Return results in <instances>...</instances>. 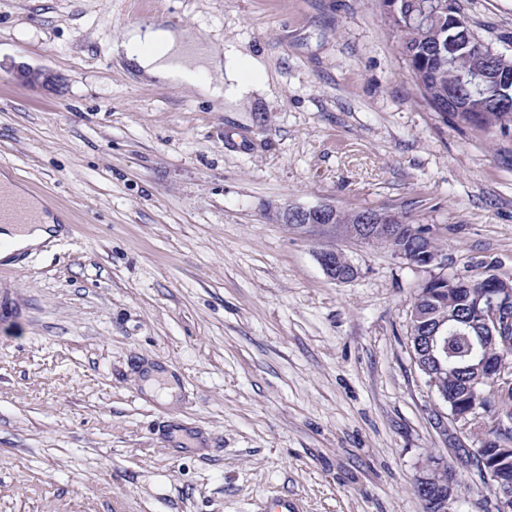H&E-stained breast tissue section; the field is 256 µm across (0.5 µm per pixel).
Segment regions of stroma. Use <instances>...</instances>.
I'll list each match as a JSON object with an SVG mask.
<instances>
[{"mask_svg":"<svg viewBox=\"0 0 512 512\" xmlns=\"http://www.w3.org/2000/svg\"><path fill=\"white\" fill-rule=\"evenodd\" d=\"M459 4L512 57V0ZM146 18L256 60L260 88L215 100L113 58ZM4 171L60 232L0 260V512H422L446 442L409 312L439 273L512 280V135L418 98L379 0H0ZM287 203L410 212L438 259ZM330 248L356 279L327 277ZM163 368L166 398L144 387ZM458 477L454 512H488ZM378 242L387 245L391 251L394 247V256L418 266H429L434 264L437 260L438 254L435 248L415 251L405 243L395 245L394 242L389 240H378ZM395 245V246H394ZM444 472L445 477L440 481L441 485L437 487L438 492L443 493L445 496H456L460 481L456 471L451 466H448V458L445 456L429 454L420 469L416 481L423 490L428 491L432 487V483L437 482V478Z\"/></svg>","mask_w":512,"mask_h":512,"instance_id":"35a3bbf8","label":"stroma"}]
</instances>
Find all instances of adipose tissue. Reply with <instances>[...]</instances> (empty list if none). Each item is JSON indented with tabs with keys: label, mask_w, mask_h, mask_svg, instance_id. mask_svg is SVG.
Wrapping results in <instances>:
<instances>
[{
	"label": "adipose tissue",
	"mask_w": 512,
	"mask_h": 512,
	"mask_svg": "<svg viewBox=\"0 0 512 512\" xmlns=\"http://www.w3.org/2000/svg\"><path fill=\"white\" fill-rule=\"evenodd\" d=\"M191 42L189 35L149 20L134 25L121 42L113 45L112 53L117 59L138 66L144 76L187 83L214 98L237 99L253 88L258 79L253 61L239 52H225L217 47L191 55L186 51ZM55 231V219L45 213L38 223L23 229L1 224L0 241L6 242L7 247L0 251V258L36 248Z\"/></svg>",
	"instance_id": "1"
}]
</instances>
